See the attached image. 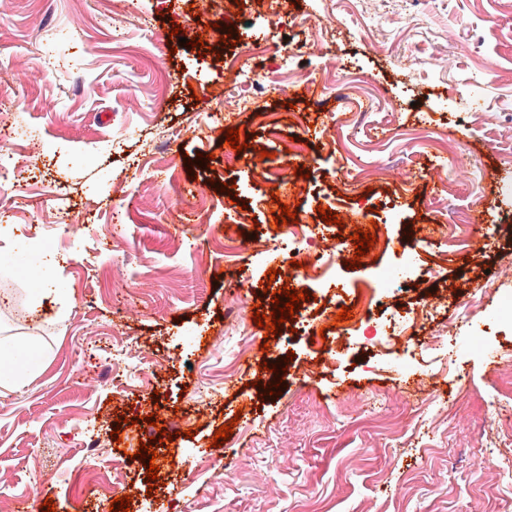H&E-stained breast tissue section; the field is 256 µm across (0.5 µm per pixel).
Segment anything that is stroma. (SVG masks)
I'll list each match as a JSON object with an SVG mask.
<instances>
[{"label": "stroma", "mask_w": 512, "mask_h": 512, "mask_svg": "<svg viewBox=\"0 0 512 512\" xmlns=\"http://www.w3.org/2000/svg\"><path fill=\"white\" fill-rule=\"evenodd\" d=\"M221 22L209 0H11L0 12V338L34 348L22 384H0V500L15 512H110L119 484L146 479L136 433L111 438L102 417L113 391L133 414L177 410L182 432L153 443L173 464L168 487L133 512H512V323L501 301L449 328L448 314L372 343L375 321L393 322L419 294L448 286L461 297L512 260V0H383L393 25L374 30L345 0H297L282 24L262 0H243ZM324 10L311 37L300 19ZM130 19L112 32L114 11ZM218 24L236 45L198 55L150 39L175 13ZM444 42L453 69L431 65ZM287 49L315 84H292L278 58L255 43ZM264 75L244 112L206 114L194 94L217 81ZM346 84L351 111L334 88ZM252 152L271 154L267 174L237 159L228 129ZM35 138L39 155L24 139ZM305 163L298 223L320 224L319 208L382 225L388 243L371 265L317 262L303 283L309 327L334 295L321 280L370 302L374 322L347 321L344 335L296 331L286 371L264 368L262 328L270 314L273 252L307 254L304 238L275 226L271 180ZM412 168L406 186L390 170ZM126 180L130 195L112 194ZM233 185L225 193L223 185ZM80 209L72 238L63 214ZM433 245L413 248L419 227ZM39 266L54 296L33 303L21 264ZM406 288H397L398 278ZM337 287V288H338ZM136 359L159 370L168 390L152 402L141 376L115 361L136 337ZM223 339L224 356L209 345ZM327 362L300 382L303 365ZM280 395H272V386ZM212 393L213 416L195 418ZM233 430L225 447L216 430ZM238 478H216L225 448ZM95 461L102 483L75 485ZM52 486L39 488L41 474Z\"/></svg>", "instance_id": "stroma-1"}]
</instances>
